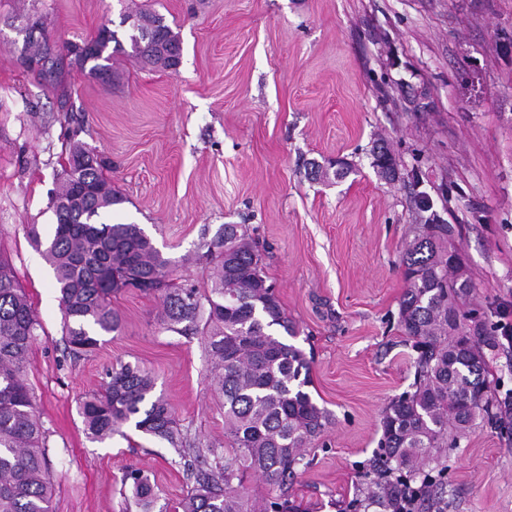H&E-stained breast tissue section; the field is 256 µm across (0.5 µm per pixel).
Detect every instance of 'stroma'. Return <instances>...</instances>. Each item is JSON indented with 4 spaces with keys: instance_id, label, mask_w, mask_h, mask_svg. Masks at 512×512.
Instances as JSON below:
<instances>
[{
    "instance_id": "1",
    "label": "stroma",
    "mask_w": 512,
    "mask_h": 512,
    "mask_svg": "<svg viewBox=\"0 0 512 512\" xmlns=\"http://www.w3.org/2000/svg\"><path fill=\"white\" fill-rule=\"evenodd\" d=\"M144 9L178 33L177 69L119 54L105 84L67 56L47 81L17 61L29 15L61 48ZM73 126L111 162L125 198L113 221L143 228L177 283L204 285L206 242L221 225L248 227L312 356L308 391L331 415L291 485L314 512H345L386 407L415 378L398 312L416 193L453 227L469 307L492 320L512 306V0H0V253L41 323L27 380L53 512H140L122 484L131 468L155 484L153 512H174L191 487L167 443L87 437L77 404L113 365L150 370L197 441L224 438L204 338L163 329L157 297L119 293L122 331L87 356L65 347L55 279L27 227L53 228ZM379 140L394 178L374 165ZM336 160L346 177L311 176V162ZM447 465L446 512H512V438L476 420Z\"/></svg>"
}]
</instances>
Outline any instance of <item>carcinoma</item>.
I'll return each mask as SVG.
<instances>
[{
    "instance_id": "carcinoma-1",
    "label": "carcinoma",
    "mask_w": 512,
    "mask_h": 512,
    "mask_svg": "<svg viewBox=\"0 0 512 512\" xmlns=\"http://www.w3.org/2000/svg\"><path fill=\"white\" fill-rule=\"evenodd\" d=\"M121 24L132 53L152 66L166 67L163 47L179 58V36L155 12L124 14ZM26 36L21 66L47 76L51 43ZM80 69L99 78L112 76V59L125 52L117 31L102 25L94 36L67 46ZM105 161L81 142L70 148L60 185L51 198L56 224L42 238L38 226L28 235L53 270L59 288L67 349L74 356L93 352L98 336L118 332L122 317L112 296L127 288L153 294L162 304L167 329L203 334L210 375L224 410V435L230 447L200 448L178 427L171 405L156 394L152 372L123 363L107 373L102 387L80 400L84 431L106 442L125 426L163 441L185 458L193 477L190 493L177 512H303L288 498L308 447L330 424V413L305 390L310 360L286 338H296L247 230L226 224L207 243L214 262L209 284L178 285L170 263L137 224L97 222L124 202L102 176ZM448 224H422L402 259L405 291L399 324L417 352L412 390L394 398L384 411L382 437L365 486L349 512H393L398 499L420 489L417 512H432L446 493L447 451L477 417L512 432L504 401L489 397L484 349L499 346L496 326L463 310L473 290L461 274L460 254L444 246ZM41 325L20 287L8 258L0 254V512H52L46 430L27 382L29 351ZM267 486L250 500L246 483ZM143 512H152L154 484L139 469L123 475Z\"/></svg>"
}]
</instances>
